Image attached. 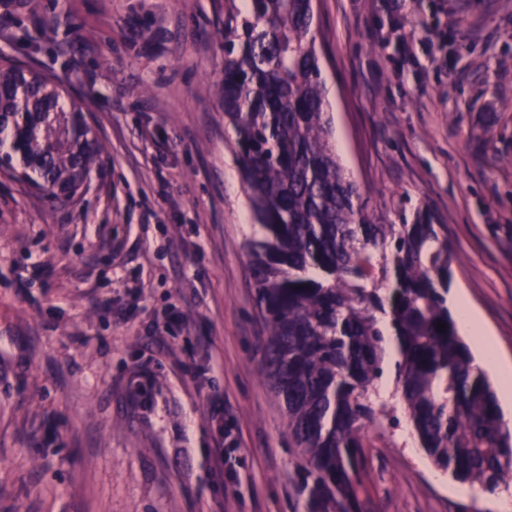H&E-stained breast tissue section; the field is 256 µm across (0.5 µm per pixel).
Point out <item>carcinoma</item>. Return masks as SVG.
<instances>
[{
	"label": "carcinoma",
	"mask_w": 512,
	"mask_h": 512,
	"mask_svg": "<svg viewBox=\"0 0 512 512\" xmlns=\"http://www.w3.org/2000/svg\"><path fill=\"white\" fill-rule=\"evenodd\" d=\"M314 0H224V121L258 223L250 275L266 322L262 370L303 463L308 512H358L368 425L399 424L454 480L496 490L512 476V432L448 309L457 255L448 225L372 221L336 160ZM0 55V135L20 179L66 204L102 149L81 102ZM442 321L446 331L435 328ZM393 343L395 389L378 391Z\"/></svg>",
	"instance_id": "carcinoma-1"
}]
</instances>
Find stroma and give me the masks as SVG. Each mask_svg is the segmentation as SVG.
<instances>
[{
  "label": "stroma",
  "instance_id": "stroma-1",
  "mask_svg": "<svg viewBox=\"0 0 512 512\" xmlns=\"http://www.w3.org/2000/svg\"><path fill=\"white\" fill-rule=\"evenodd\" d=\"M315 11L342 165L379 223L447 225L450 288L511 359L512 0ZM0 54L82 101L103 148L66 205L0 167V512H307L261 371L224 0H0ZM365 443L360 512H498L404 428Z\"/></svg>",
  "mask_w": 512,
  "mask_h": 512
}]
</instances>
